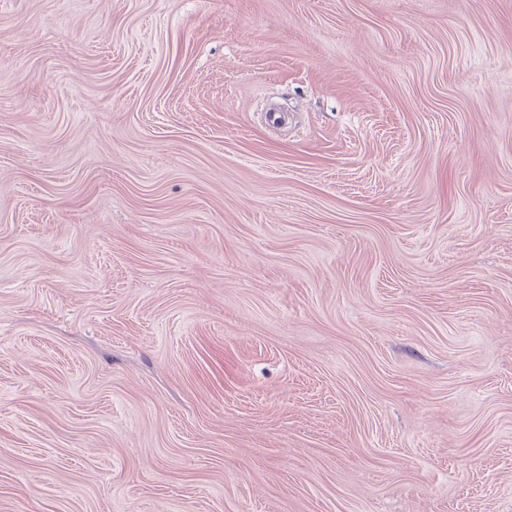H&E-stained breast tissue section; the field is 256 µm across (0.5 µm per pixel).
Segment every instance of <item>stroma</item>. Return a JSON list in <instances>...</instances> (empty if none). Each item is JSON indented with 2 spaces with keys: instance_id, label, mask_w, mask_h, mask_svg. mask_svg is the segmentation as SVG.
<instances>
[{
  "instance_id": "35a3bbf8",
  "label": "stroma",
  "mask_w": 512,
  "mask_h": 512,
  "mask_svg": "<svg viewBox=\"0 0 512 512\" xmlns=\"http://www.w3.org/2000/svg\"><path fill=\"white\" fill-rule=\"evenodd\" d=\"M0 512H512V0H0Z\"/></svg>"
}]
</instances>
